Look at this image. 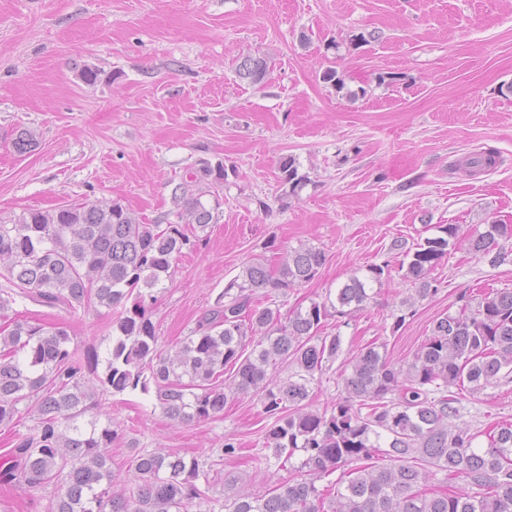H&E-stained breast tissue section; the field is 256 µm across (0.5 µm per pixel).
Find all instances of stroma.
<instances>
[{
  "label": "stroma",
  "mask_w": 512,
  "mask_h": 512,
  "mask_svg": "<svg viewBox=\"0 0 512 512\" xmlns=\"http://www.w3.org/2000/svg\"><path fill=\"white\" fill-rule=\"evenodd\" d=\"M249 54L270 64L262 83L236 73ZM330 64L344 91L323 81ZM87 68L96 84L84 82ZM22 129L37 137L26 153L14 147ZM478 151L496 153V167L457 170ZM288 155L310 178L296 196L278 179ZM206 159L230 173L206 239L155 293L159 350L189 335L253 257L272 262L302 244L324 251L317 279L276 294L284 311L324 297L351 271L392 266L376 300L346 324L326 323L343 352L311 392L310 410L323 411L342 396L346 359L367 343L384 340L406 362L462 296L512 289V265L449 250L434 272L438 293L390 330L409 288L393 239L420 241L430 224L512 225V0H0V224L111 200L144 222L172 224L176 186ZM9 311L66 324L92 361L104 358L115 319L103 307L69 312L20 297ZM85 418L116 430L110 454L122 486L135 454L160 448L198 458L209 512H225L236 494H265L278 476L253 394L223 417L179 424L154 394L104 391ZM458 420L475 431L512 423V383L465 397ZM36 422L30 413L0 425V512H47L54 495V485L29 491L7 472L18 435ZM228 438L240 452L219 457Z\"/></svg>",
  "instance_id": "1"
}]
</instances>
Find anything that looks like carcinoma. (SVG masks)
Returning <instances> with one entry per match:
<instances>
[{
	"label": "carcinoma",
	"mask_w": 512,
	"mask_h": 512,
	"mask_svg": "<svg viewBox=\"0 0 512 512\" xmlns=\"http://www.w3.org/2000/svg\"><path fill=\"white\" fill-rule=\"evenodd\" d=\"M238 76L260 83L269 73L261 56H246ZM493 152L470 155L464 168L495 167ZM280 183L296 196L308 184L299 164L281 159ZM224 162H200L192 179L222 184ZM174 199L177 224H145L118 201L34 211L16 224H0V278L14 297L74 312L121 308L118 334L106 349V370L84 379V361L62 326L51 330L15 318L0 329V424L35 412L38 424L20 436L18 483L37 489L53 483L58 494L48 512H190L206 499L197 481L199 460L175 452L137 453L138 484L129 494L112 489L107 448L111 424L84 430L78 419L94 408L97 387L114 394L154 386L157 405L171 420L188 424L224 415L228 401L263 396L271 420L266 446L281 467L307 479L279 478L264 496L236 495L227 512H512V424L496 426L487 446L479 432L457 422L462 396L512 382V289L467 299L454 314L433 322L407 365L391 359L384 342L359 349L341 374L340 398L322 412L307 408L312 384L342 352L341 335H323L332 317H350L381 291L389 264L352 273L334 295L281 313L256 294L285 293L312 282L325 263L318 247L287 248L272 269L264 258L247 262L203 313L190 335L163 353L151 320L154 290L171 277L185 249L195 248L213 222L212 208L185 187ZM439 235L390 250L407 260L403 278L411 293L400 307L438 292L433 271L456 246L493 267L512 264V228L487 224L463 234L458 224H437ZM290 366L284 379L272 370ZM236 367L233 384L219 383ZM26 403L25 409L19 404ZM300 454V462L291 459ZM340 472L321 488L316 481ZM439 473L472 487L465 494L439 491Z\"/></svg>",
	"instance_id": "cac0c4a2"
}]
</instances>
